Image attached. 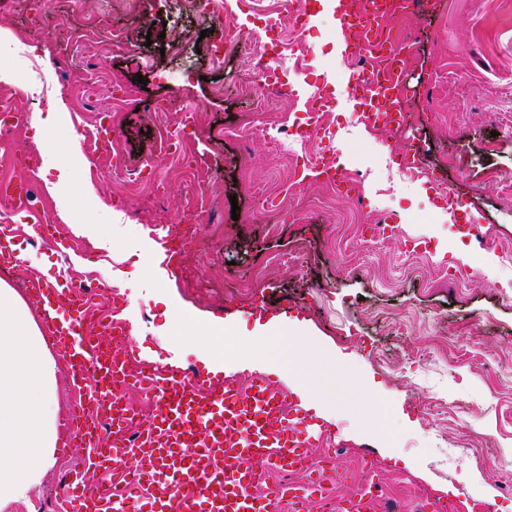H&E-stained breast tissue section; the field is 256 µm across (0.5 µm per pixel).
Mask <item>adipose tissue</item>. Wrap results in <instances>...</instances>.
I'll return each mask as SVG.
<instances>
[{
	"label": "adipose tissue",
	"mask_w": 512,
	"mask_h": 512,
	"mask_svg": "<svg viewBox=\"0 0 512 512\" xmlns=\"http://www.w3.org/2000/svg\"><path fill=\"white\" fill-rule=\"evenodd\" d=\"M39 310L0 282V505L26 498L55 462L57 362L46 347ZM204 330L209 346L199 355L214 378L244 370L224 347L226 324Z\"/></svg>",
	"instance_id": "obj_1"
}]
</instances>
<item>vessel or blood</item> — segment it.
Returning a JSON list of instances; mask_svg holds the SVG:
<instances>
[{
    "label": "vessel or blood",
    "instance_id": "obj_1",
    "mask_svg": "<svg viewBox=\"0 0 512 512\" xmlns=\"http://www.w3.org/2000/svg\"><path fill=\"white\" fill-rule=\"evenodd\" d=\"M400 4L401 0H368L366 8L341 16L343 31L352 34L356 52L365 60L352 81L359 91V120L367 126L395 129L407 121L400 101L406 80L402 58L369 40L373 23L389 18ZM30 192L26 184L0 191V205L26 210L39 238L64 247V240L55 238L38 210L25 209ZM26 287L44 307L50 345L69 361L70 384L79 398L66 413L62 429L85 448L88 467L106 470L124 463L130 454L148 460L150 469L143 481L167 512H271L282 503L292 512H305L315 500L322 502L324 512H377V483L335 503L322 471L302 483L277 484L257 495L269 470L306 472L311 441L325 432L322 424L301 417L289 406L287 394L261 376L243 388L232 381L214 387L176 369L140 375L136 384L152 402L151 418L143 430L129 433L132 410L110 396L112 388L128 382L125 362L108 354L85 327L104 288L81 292L71 280L58 277L31 279ZM106 429L112 442L105 448L101 435ZM83 484L79 471L63 480L62 512H142L138 494L115 500L108 494L87 493Z\"/></svg>",
    "mask_w": 512,
    "mask_h": 512
}]
</instances>
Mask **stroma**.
<instances>
[{"mask_svg":"<svg viewBox=\"0 0 512 512\" xmlns=\"http://www.w3.org/2000/svg\"><path fill=\"white\" fill-rule=\"evenodd\" d=\"M233 14L230 39L292 43L296 20L269 27L271 0H222ZM303 57L276 61L283 89L258 112L240 90L250 66L237 51L203 54L209 21L190 0H0V97L45 112L53 124L28 127L0 157V182L35 180L60 238L41 242L21 211L0 212L20 265L0 281L23 291L31 275L67 271L74 283L105 284L103 319L136 324L120 343L132 372L180 369L206 374L184 340L191 316L252 330L277 318L263 358L300 376L329 373L338 387L367 396L330 403L326 438L334 449L329 484L350 497L375 463L384 506L419 512L422 498L457 502L461 512H512V0H417L396 25L414 39L408 73V127L398 134L361 124L348 81L356 62L338 41L330 0H299ZM129 31L134 48L113 43ZM131 86L136 101L112 96ZM193 123L183 126L186 106ZM324 113L331 145L272 137L283 116ZM118 142L91 154L64 141L91 135L104 116ZM207 164L213 200L183 225L187 173L167 163L144 193L121 173L156 158L166 138ZM415 142L425 173L394 162ZM346 157L352 186L301 180L302 170ZM446 184L461 201L435 198ZM391 216L394 237L365 238L366 225ZM487 230L485 243L466 224ZM77 224L90 225L86 234ZM191 235L186 262L171 269L164 238ZM83 450L60 438L56 461L24 502L0 512H52L58 486L80 469Z\"/></svg>","mask_w":512,"mask_h":512,"instance_id":"35a3bbf8","label":"stroma"}]
</instances>
